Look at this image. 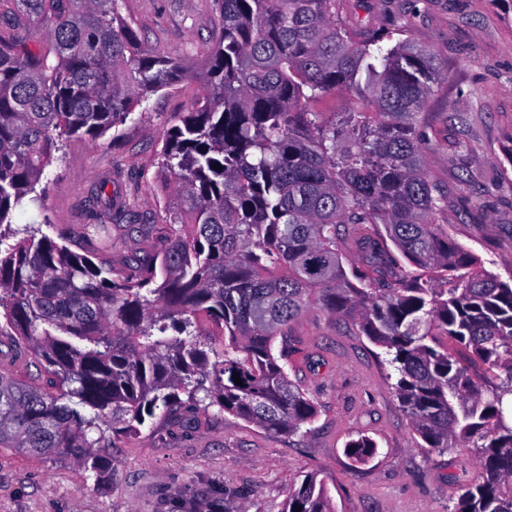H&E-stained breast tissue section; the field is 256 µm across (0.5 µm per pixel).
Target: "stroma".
Segmentation results:
<instances>
[{"mask_svg":"<svg viewBox=\"0 0 512 512\" xmlns=\"http://www.w3.org/2000/svg\"><path fill=\"white\" fill-rule=\"evenodd\" d=\"M146 49L201 60L217 31L213 0H121ZM346 24L405 27L429 49L441 78L420 117L430 144L427 174L448 194L436 215L487 271L512 276V14L489 0H345ZM205 90L195 73L150 95L120 128L119 139L64 138L46 168L43 205L17 211L56 235L91 223L87 196L101 181L117 201L145 218L162 206L154 177L165 131ZM155 233L112 229V265L134 251L157 253ZM283 363L315 401L319 415L293 435L182 405L147 421L107 451L112 478L100 484L74 461L0 448V512H283L291 489L310 474L326 483L336 512H448L478 464L465 452L423 448L391 388L383 351L350 323L320 309L293 322ZM0 375L46 385L44 367L26 345L0 342ZM364 434L377 443L366 465L351 467L346 443Z\"/></svg>","mask_w":512,"mask_h":512,"instance_id":"stroma-1","label":"stroma"}]
</instances>
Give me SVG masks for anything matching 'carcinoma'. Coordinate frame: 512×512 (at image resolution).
I'll use <instances>...</instances> for the list:
<instances>
[{"instance_id":"carcinoma-1","label":"carcinoma","mask_w":512,"mask_h":512,"mask_svg":"<svg viewBox=\"0 0 512 512\" xmlns=\"http://www.w3.org/2000/svg\"><path fill=\"white\" fill-rule=\"evenodd\" d=\"M214 4L222 27L197 71L207 94L159 152L170 194L145 221L115 205L109 182L96 186L98 222L72 229L94 242L95 262L13 227L14 212L41 199L63 137L119 129L193 61L143 48L119 0H0L15 23H37L0 37V336L54 378L47 391L0 376V447L72 459L103 483L111 440L185 402L294 434L318 407L273 344L316 306L384 350L425 447L474 452L477 479L449 512H512V278L488 273L435 222L448 193L428 178L419 130L440 79L432 53L350 27L343 0ZM40 35L48 46H32ZM336 90L371 111L321 119L311 103ZM114 224L155 229L165 246L132 253L135 273L117 277ZM201 316L220 326L221 348L198 330ZM477 365L483 374L470 373ZM495 371L504 378L486 397ZM375 449L359 435L345 453L361 465ZM283 512L335 510L307 475Z\"/></svg>"}]
</instances>
